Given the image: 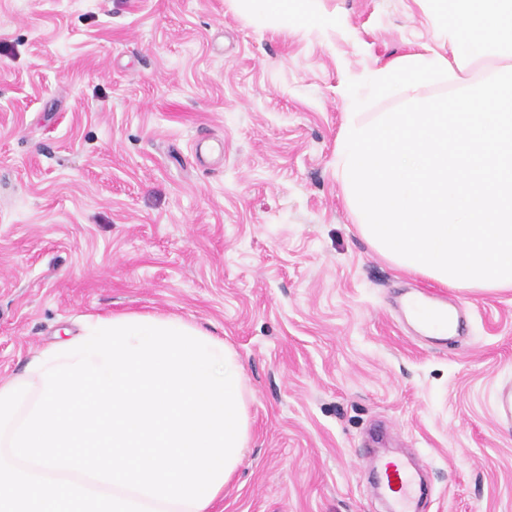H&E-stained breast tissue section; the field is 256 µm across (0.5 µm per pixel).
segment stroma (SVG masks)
I'll use <instances>...</instances> for the list:
<instances>
[{
	"label": "stroma",
	"instance_id": "1",
	"mask_svg": "<svg viewBox=\"0 0 512 512\" xmlns=\"http://www.w3.org/2000/svg\"><path fill=\"white\" fill-rule=\"evenodd\" d=\"M284 26L226 0H0V380L87 315L177 314L244 366L248 451L213 512H387L382 453L424 512H512V290H452L435 346L406 274L336 177L347 84L436 47L418 0H311ZM420 305L421 306L419 307L418 304L414 303L412 305V312L414 313L416 319L419 322H421L419 320V316L421 314H424V313L429 314L431 321L428 322V323L421 322L423 324V326L431 329L434 332H436L435 330L438 329V328H442L444 330V332L447 331L446 334H443V333H441V334H431L432 336H437L438 337L441 345H446L447 344L448 332L455 331L459 335L460 327L462 325L461 322H458L457 324H454V326L452 327L454 321L452 320L448 324V312H446L447 313V318L444 321H439L438 320V310L440 308L432 307V306H429L427 304H420ZM450 327H452V328L448 331V328H450ZM371 470L381 468L383 485L381 492L387 498H395V512H416L417 491L421 490V480L417 481L420 466L406 458L394 461H381L374 457L368 464Z\"/></svg>",
	"mask_w": 512,
	"mask_h": 512
}]
</instances>
